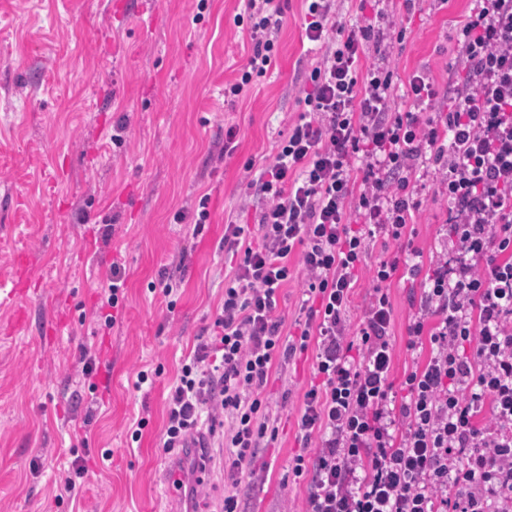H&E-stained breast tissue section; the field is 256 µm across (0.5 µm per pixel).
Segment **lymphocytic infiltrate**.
<instances>
[{
  "mask_svg": "<svg viewBox=\"0 0 512 512\" xmlns=\"http://www.w3.org/2000/svg\"><path fill=\"white\" fill-rule=\"evenodd\" d=\"M244 12L252 53L227 87L235 99L267 72L284 17L281 0H244ZM305 36L318 49L306 109L248 183L255 224L229 226L236 267L210 336L170 390L163 446L223 448L222 509L240 512L238 485L278 437L269 372L312 345L317 382L296 424L316 451L292 467L308 481L305 512H512V0H475L457 33L466 78L449 86L446 109L423 71L392 108L393 70L360 68L373 22L337 21L334 0H308ZM428 169L448 233L407 327L408 349L429 356L405 373L399 402L386 287L416 265L380 259L358 326L349 307L371 242L410 233L416 176ZM294 255L310 305L291 339L275 311Z\"/></svg>",
  "mask_w": 512,
  "mask_h": 512,
  "instance_id": "1",
  "label": "lymphocytic infiltrate"
}]
</instances>
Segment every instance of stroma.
<instances>
[{"mask_svg":"<svg viewBox=\"0 0 512 512\" xmlns=\"http://www.w3.org/2000/svg\"><path fill=\"white\" fill-rule=\"evenodd\" d=\"M284 23L267 73L247 97L224 101L250 45L235 23L242 0H0V285L17 308L0 306V512H164L163 473L175 459L161 446L167 397L182 360L208 336L232 273L224 246L243 210L247 164L270 162L288 124L304 111L311 59L304 0H284ZM472 0H336L346 23L388 14V64L396 85L427 71L436 88L456 74L455 32ZM237 148L220 157L228 127ZM120 143H113V134ZM411 235L367 256L417 254L416 275L394 278L390 380L422 362L407 326L439 252L445 207L424 177ZM208 196L201 233L177 220ZM126 270L123 317H95L112 261ZM181 261L175 307L161 272ZM102 349L94 382L83 349ZM315 351L276 359L264 388L278 418L244 480L242 512H301L306 480L292 474L303 447L296 415L314 379ZM152 381L136 387L139 372ZM145 426L132 440V426ZM84 459L79 501H56L55 483ZM224 482L193 483L181 512H219Z\"/></svg>","mask_w":512,"mask_h":512,"instance_id":"35a3bbf8","label":"stroma"}]
</instances>
